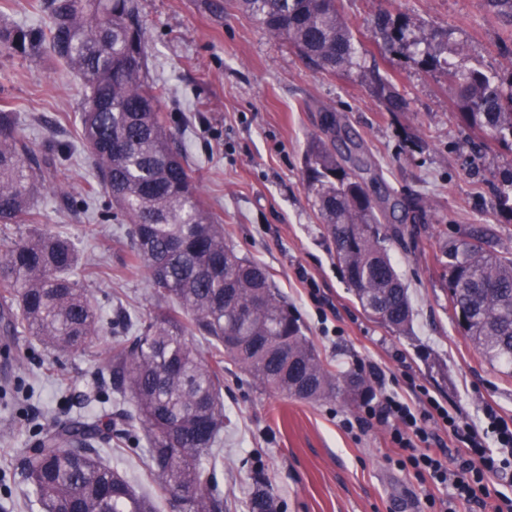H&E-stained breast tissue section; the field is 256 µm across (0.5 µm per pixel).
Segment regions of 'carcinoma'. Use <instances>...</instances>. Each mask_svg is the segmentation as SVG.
I'll use <instances>...</instances> for the list:
<instances>
[{"label":"carcinoma","mask_w":512,"mask_h":512,"mask_svg":"<svg viewBox=\"0 0 512 512\" xmlns=\"http://www.w3.org/2000/svg\"><path fill=\"white\" fill-rule=\"evenodd\" d=\"M234 2L313 66L354 64L353 34L336 0ZM42 8L47 21L37 29L0 23V47L22 55L46 50L83 79L82 138L99 184L131 225L127 266L146 271L157 305L133 341L112 342L102 367L117 395L115 417L54 422L39 448L24 457V477L42 512H161L162 501L176 497L183 512H226L215 466L204 464L224 429V365L204 358L187 337H202L277 395L311 402L343 395L355 402L368 398V381L324 363L268 268L224 241V225L205 209L160 112L164 91L149 77L137 0H46ZM376 33L387 49L413 45L418 64L444 71L455 90L454 107L474 134L509 143L512 77L505 81L457 61L465 54L457 42L444 41L448 56H441L388 13L377 18ZM373 93L386 111L403 110L391 79L376 76ZM321 126L324 137L305 159L306 189L357 302L376 323L402 333L413 309L386 243L403 241V231L382 220L399 212L400 220L415 224L425 212L398 198L372 199L365 186L376 174L364 145L339 137V120L330 111ZM52 166L51 151L31 144L14 113L0 109V327L7 336H33L78 352L89 347L100 325L76 279L74 243L53 231L9 236L12 225L36 220L31 202ZM446 257L448 298L460 305L464 335L489 364L511 366L512 255L487 250L477 236ZM137 424L146 435V466L158 495L138 492L95 447L128 435ZM247 509L277 512L260 473Z\"/></svg>","instance_id":"1"}]
</instances>
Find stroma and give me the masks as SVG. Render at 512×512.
Instances as JSON below:
<instances>
[{"instance_id": "stroma-1", "label": "stroma", "mask_w": 512, "mask_h": 512, "mask_svg": "<svg viewBox=\"0 0 512 512\" xmlns=\"http://www.w3.org/2000/svg\"><path fill=\"white\" fill-rule=\"evenodd\" d=\"M151 79L160 108L196 179L199 194L240 256L264 264L321 359L368 377L375 399L393 394L414 408L435 397L476 429L487 408L512 419V369L490 365L458 326L439 260L469 233L512 254V214L498 191L512 175V146L486 147L451 103L443 71L416 65L412 52L384 49L374 32L383 11L407 19L416 37L448 35L466 47V65L512 76V18L485 0H339L354 35L355 66L336 72L308 64L287 43L226 0H138ZM394 80L405 100L385 111L374 75ZM82 81L50 55L0 49V106L15 114L33 145L61 152L34 203L37 221L21 234L63 230L73 239L100 335L86 353L53 356L29 336L0 335V387L22 384L0 404V512H31L22 459L55 418L101 415L112 386L99 372L114 337L138 336L155 305L145 272L126 266L128 224L98 186L81 139ZM335 112L369 152L380 178L371 193L419 201L422 223H405L389 255L409 287L410 330L394 333L358 305L304 184V154ZM95 226L87 234V226ZM224 430L215 477L227 512H247L252 473L262 470L281 512H426L425 498L448 499L451 485L423 481L399 463L389 425L357 427L363 404L310 403L264 392L224 363ZM142 429L113 439L102 455L143 492L157 484L143 461Z\"/></svg>"}]
</instances>
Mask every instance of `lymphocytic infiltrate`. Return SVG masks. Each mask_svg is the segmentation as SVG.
I'll return each mask as SVG.
<instances>
[{
  "mask_svg": "<svg viewBox=\"0 0 512 512\" xmlns=\"http://www.w3.org/2000/svg\"><path fill=\"white\" fill-rule=\"evenodd\" d=\"M364 418L379 422L396 419L399 426L393 430L391 440L407 450V463L432 483L452 485L451 498L439 501L427 497L428 506L436 512H468L474 505L482 512H512V497L489 489L492 477L512 469V424L506 419L489 414L497 445L488 448L473 426L432 397L427 398L424 410L417 413L407 402L388 395L377 404L366 405ZM433 424L443 427L451 443L457 446L448 459H441L429 448L435 439L429 430Z\"/></svg>",
  "mask_w": 512,
  "mask_h": 512,
  "instance_id": "1",
  "label": "lymphocytic infiltrate"
}]
</instances>
